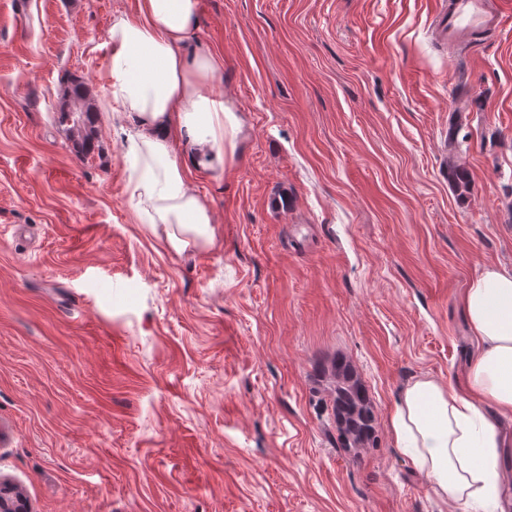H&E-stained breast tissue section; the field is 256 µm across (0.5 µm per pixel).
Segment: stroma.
<instances>
[{
  "instance_id": "obj_1",
  "label": "stroma",
  "mask_w": 512,
  "mask_h": 512,
  "mask_svg": "<svg viewBox=\"0 0 512 512\" xmlns=\"http://www.w3.org/2000/svg\"><path fill=\"white\" fill-rule=\"evenodd\" d=\"M137 0H0V479L30 512H471L396 448L418 378L462 380L459 298L512 267V4L473 53L436 0H200L244 123L216 240L129 198L106 41ZM81 79L98 139L58 121ZM376 413L339 448L326 373Z\"/></svg>"
}]
</instances>
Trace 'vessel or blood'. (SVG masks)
Segmentation results:
<instances>
[{
    "mask_svg": "<svg viewBox=\"0 0 512 512\" xmlns=\"http://www.w3.org/2000/svg\"><path fill=\"white\" fill-rule=\"evenodd\" d=\"M435 24L443 42L467 45L475 34L491 29L494 18L487 0H443Z\"/></svg>",
    "mask_w": 512,
    "mask_h": 512,
    "instance_id": "1",
    "label": "vessel or blood"
}]
</instances>
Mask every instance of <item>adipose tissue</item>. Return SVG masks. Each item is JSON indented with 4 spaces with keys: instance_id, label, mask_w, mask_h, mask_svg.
<instances>
[{
    "instance_id": "obj_1",
    "label": "adipose tissue",
    "mask_w": 512,
    "mask_h": 512,
    "mask_svg": "<svg viewBox=\"0 0 512 512\" xmlns=\"http://www.w3.org/2000/svg\"><path fill=\"white\" fill-rule=\"evenodd\" d=\"M200 0H139L136 15L113 17L103 80L129 122V193L145 223L161 227L175 251L215 242L209 199L193 191L198 175L222 184L237 158L242 120L218 90L223 58L187 51ZM480 343L462 382L419 379L389 416L397 448L447 501H495L512 512L501 462L512 447L501 430L512 419V268L483 267L460 299Z\"/></svg>"
}]
</instances>
